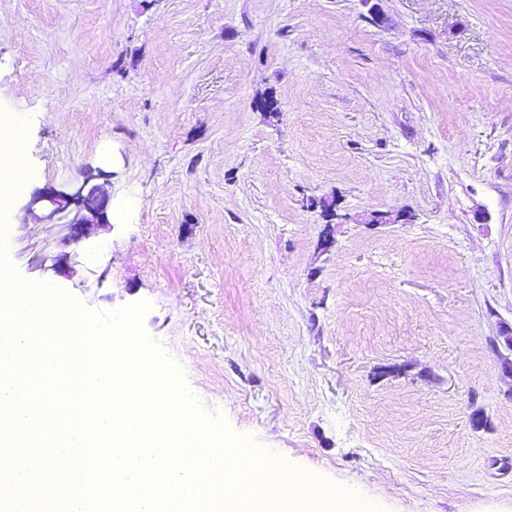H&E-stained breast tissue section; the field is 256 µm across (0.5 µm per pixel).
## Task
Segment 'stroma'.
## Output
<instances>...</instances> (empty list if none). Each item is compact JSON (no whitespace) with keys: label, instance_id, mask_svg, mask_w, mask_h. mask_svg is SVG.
Wrapping results in <instances>:
<instances>
[{"label":"stroma","instance_id":"1","mask_svg":"<svg viewBox=\"0 0 512 512\" xmlns=\"http://www.w3.org/2000/svg\"><path fill=\"white\" fill-rule=\"evenodd\" d=\"M0 111L24 279L148 302L332 512H512V0H0ZM87 181L74 238L39 197ZM82 191L80 188L73 194L62 192L39 197L40 201H46L50 206L46 220L52 221L58 214L69 212L70 207L75 208L68 222L73 237H78L85 225L102 224L109 203V196L97 185L92 186L86 194Z\"/></svg>","mask_w":512,"mask_h":512}]
</instances>
